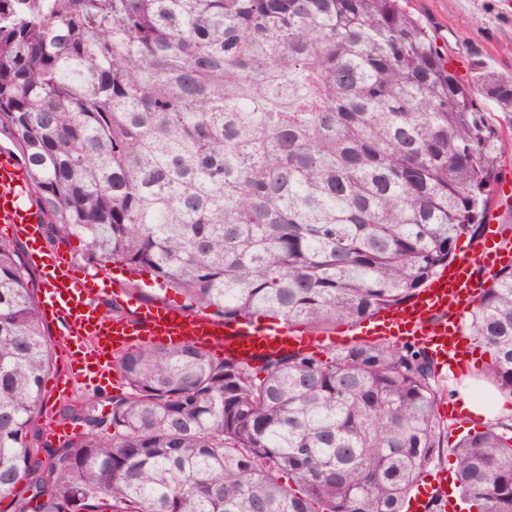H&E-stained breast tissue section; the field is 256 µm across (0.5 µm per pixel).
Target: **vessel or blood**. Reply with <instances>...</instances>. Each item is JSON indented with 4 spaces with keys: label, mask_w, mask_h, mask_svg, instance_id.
Here are the masks:
<instances>
[{
    "label": "vessel or blood",
    "mask_w": 512,
    "mask_h": 512,
    "mask_svg": "<svg viewBox=\"0 0 512 512\" xmlns=\"http://www.w3.org/2000/svg\"><path fill=\"white\" fill-rule=\"evenodd\" d=\"M45 222L24 168L12 150L1 149L0 224L34 245L43 234ZM29 259L38 268L45 287L42 308L49 322L62 324L70 339H82L90 344V360L80 371L85 378L111 374L113 365L107 361V354L144 341L191 343L219 349L244 361L304 348L310 343L309 338L294 335L285 324L264 329L245 322L227 324L206 315L189 316L162 303H142L127 316L110 318L93 302V284L75 276L69 265L34 253ZM511 262L512 238L487 231L476 242L472 255L442 271L411 303L369 321L360 333L409 336L428 345L436 356L450 358L459 352V320L470 311L474 294L482 287V279L473 277V267H481L483 279H489Z\"/></svg>",
    "instance_id": "vessel-or-blood-1"
}]
</instances>
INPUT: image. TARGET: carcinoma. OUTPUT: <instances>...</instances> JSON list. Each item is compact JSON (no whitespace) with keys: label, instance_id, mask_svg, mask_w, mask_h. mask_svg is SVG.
<instances>
[{"label":"carcinoma","instance_id":"1","mask_svg":"<svg viewBox=\"0 0 512 512\" xmlns=\"http://www.w3.org/2000/svg\"><path fill=\"white\" fill-rule=\"evenodd\" d=\"M507 125L512 77H459L402 0H0V135L45 237L78 238L92 269L149 272L191 315L320 332L400 309L484 234ZM35 281L0 238L12 512H403L445 453L469 507L512 512V435L450 442L415 342L255 364L139 344L114 361L124 392L60 408L83 432L54 447ZM469 329L512 395V266Z\"/></svg>","mask_w":512,"mask_h":512}]
</instances>
